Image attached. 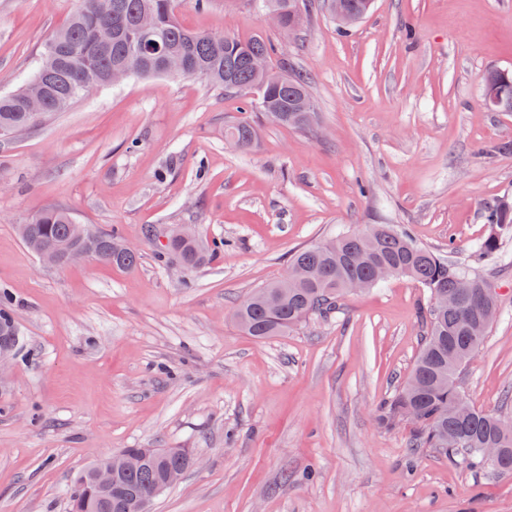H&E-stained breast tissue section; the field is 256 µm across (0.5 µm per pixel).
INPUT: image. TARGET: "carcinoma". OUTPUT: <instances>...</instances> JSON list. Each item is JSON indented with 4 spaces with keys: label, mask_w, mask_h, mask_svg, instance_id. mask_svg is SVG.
Instances as JSON below:
<instances>
[{
    "label": "carcinoma",
    "mask_w": 512,
    "mask_h": 512,
    "mask_svg": "<svg viewBox=\"0 0 512 512\" xmlns=\"http://www.w3.org/2000/svg\"><path fill=\"white\" fill-rule=\"evenodd\" d=\"M302 0H291L282 30L295 32L304 22ZM144 32L146 45L137 57L130 54L129 37ZM277 46L261 38L242 41L219 31H195L184 27L175 12V0H79L68 23L45 45L33 77L13 92L0 95V135L35 125L29 101L44 100L45 112H63L98 87L112 84L114 73L135 69L134 75L165 74L170 57L184 59L187 77H199L222 88L228 81L240 90L247 109L263 116L269 110L284 114L282 125L312 132L317 113L300 112L298 91L310 92L309 73L301 68L280 67V72H259L253 58L267 59L277 54ZM484 95L499 97L497 111L512 112V72L491 69L483 77ZM260 90V100L247 97ZM224 135L237 141V149H248L255 137L247 122L233 123ZM486 222L496 233L480 246L483 255L494 254L499 235L512 232V205L506 202L485 205ZM73 217L67 211L49 208L25 228L18 229L21 240L28 238L53 251L62 260L77 244ZM101 261L119 269L135 267L140 252L118 250L119 238L96 232ZM161 253L175 256L190 270L208 260L197 242L171 240ZM387 265L398 277L409 278L425 288L429 298L453 295L462 288H487L489 284L472 277L463 267L437 256L416 244L405 232L389 224H370L363 232L343 233L336 238L296 251L288 263V291L280 280L255 289L233 310L238 329L258 340L285 336L316 313H327L352 282L369 288L381 283L380 266ZM497 308L494 293L469 300L460 311L439 312L428 306L423 316L421 348L404 385L382 407L383 418L403 421L412 408L418 419L411 424L413 448H431L442 454L461 453L483 462L481 448L504 449L500 472L512 471V429L499 431V416L467 402L457 384L463 365L475 355L483 338L465 332V314L479 315ZM191 448L169 449L151 458L140 469L120 474L112 492L96 493L90 480L91 467L75 479L69 495L71 512H133L132 495L152 489L172 468H189Z\"/></svg>",
    "instance_id": "obj_1"
}]
</instances>
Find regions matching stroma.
<instances>
[{
  "label": "stroma",
  "instance_id": "35a3bbf8",
  "mask_svg": "<svg viewBox=\"0 0 512 512\" xmlns=\"http://www.w3.org/2000/svg\"><path fill=\"white\" fill-rule=\"evenodd\" d=\"M78 0H0V95L34 74ZM283 34L263 0H177L180 22L274 42L311 75L318 131L252 121L202 80L132 77L24 134L0 138V292L20 346L0 377V512H68L74 477L123 448H192L203 460L152 512H512V473L384 426L380 405L421 347L424 288L401 277L259 342L235 303L291 254L390 224L493 288L498 314L458 383L512 419V235L491 256L485 203L512 202V112L481 78L512 69V0H374L348 33L310 0ZM139 247L130 270L42 266L17 227L47 208ZM197 225L225 246L186 270L142 231Z\"/></svg>",
  "mask_w": 512,
  "mask_h": 512
}]
</instances>
